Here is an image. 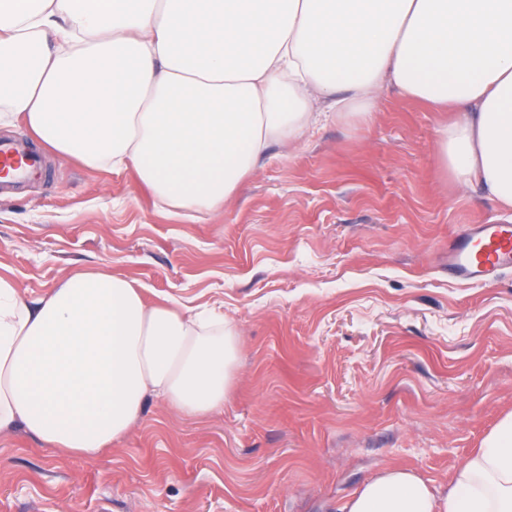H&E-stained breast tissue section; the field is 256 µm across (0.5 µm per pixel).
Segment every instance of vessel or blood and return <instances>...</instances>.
Returning <instances> with one entry per match:
<instances>
[{"label": "vessel or blood", "mask_w": 512, "mask_h": 512, "mask_svg": "<svg viewBox=\"0 0 512 512\" xmlns=\"http://www.w3.org/2000/svg\"><path fill=\"white\" fill-rule=\"evenodd\" d=\"M28 166L38 172L41 158L23 140L0 143V167ZM512 268V223L471 224L448 245L449 278L471 285H485L497 271Z\"/></svg>", "instance_id": "vessel-or-blood-1"}]
</instances>
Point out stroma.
<instances>
[{
    "mask_svg": "<svg viewBox=\"0 0 512 512\" xmlns=\"http://www.w3.org/2000/svg\"><path fill=\"white\" fill-rule=\"evenodd\" d=\"M440 113L392 86L371 123L273 144L232 205L200 221L130 169L59 158L23 122L41 173L0 197V275L41 296L105 269L223 310L243 347L223 411L152 400L93 458L0 435V512H336L391 466L446 492L512 412V269L448 277V242L502 217L441 171Z\"/></svg>",
    "mask_w": 512,
    "mask_h": 512,
    "instance_id": "stroma-1",
    "label": "stroma"
}]
</instances>
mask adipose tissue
I'll use <instances>...</instances> for the list:
<instances>
[{
    "instance_id": "1",
    "label": "adipose tissue",
    "mask_w": 512,
    "mask_h": 512,
    "mask_svg": "<svg viewBox=\"0 0 512 512\" xmlns=\"http://www.w3.org/2000/svg\"><path fill=\"white\" fill-rule=\"evenodd\" d=\"M387 83L455 112L443 170L512 210V0H0V125L201 215L313 112L369 122ZM241 349L223 314L148 303L107 270L34 300L0 275V435L96 456L147 399L223 409ZM336 512H512V413L445 493L391 467Z\"/></svg>"
}]
</instances>
